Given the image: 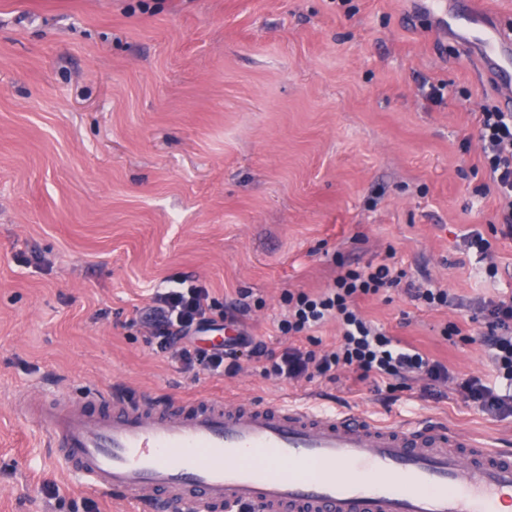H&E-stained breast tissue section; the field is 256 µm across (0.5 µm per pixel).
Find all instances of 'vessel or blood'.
<instances>
[{
	"instance_id": "obj_1",
	"label": "vessel or blood",
	"mask_w": 512,
	"mask_h": 512,
	"mask_svg": "<svg viewBox=\"0 0 512 512\" xmlns=\"http://www.w3.org/2000/svg\"><path fill=\"white\" fill-rule=\"evenodd\" d=\"M512 104V25L476 0L449 13L425 0ZM54 455L86 493L131 512H499L512 502V450L484 448L431 417L381 424L310 395L274 402L213 394L97 393L72 405L29 401Z\"/></svg>"
}]
</instances>
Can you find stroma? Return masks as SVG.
Returning <instances> with one entry per match:
<instances>
[{"instance_id":"1","label":"stroma","mask_w":512,"mask_h":512,"mask_svg":"<svg viewBox=\"0 0 512 512\" xmlns=\"http://www.w3.org/2000/svg\"><path fill=\"white\" fill-rule=\"evenodd\" d=\"M418 0H0V512H87L21 399L99 389L182 403L321 394L379 422L428 415L512 448L451 388L184 372L147 343L156 289L189 277L274 352L286 293L387 251L458 304L392 290L372 323L495 381L474 303L512 295V238L479 160L495 83ZM440 97H432V88ZM480 231L490 259L464 240ZM496 264L497 275L487 267ZM462 333L446 339L448 324ZM58 490L47 498L44 484Z\"/></svg>"}]
</instances>
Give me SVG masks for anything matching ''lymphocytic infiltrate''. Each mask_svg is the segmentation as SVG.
<instances>
[{
	"instance_id": "lymphocytic-infiltrate-1",
	"label": "lymphocytic infiltrate",
	"mask_w": 512,
	"mask_h": 512,
	"mask_svg": "<svg viewBox=\"0 0 512 512\" xmlns=\"http://www.w3.org/2000/svg\"><path fill=\"white\" fill-rule=\"evenodd\" d=\"M476 124L482 165L504 203L501 234L512 237V113L485 109L477 113ZM391 288L403 289L412 300L429 306L452 303L447 290L415 286L394 263L369 262L355 269L339 268L321 293L289 294L288 313L277 328L282 335L294 338L295 343L281 353L269 351L263 341L245 337L232 344L201 349L185 345V338L192 330L223 315L224 307L211 298L204 284L182 281L155 293L157 316L149 342L184 369L209 374L234 375L245 356L259 363L263 376L288 381L316 377L332 381L337 370L344 367L354 369L359 379L384 384L390 392L406 387L416 378L433 383L451 381L456 392L483 414L494 418L512 416V295L485 301L480 307L487 328L484 341L499 378L506 383L505 389L500 390L474 376L455 378L443 362L401 344L367 321L359 310V299ZM329 320L341 328V340L335 349L299 345V338L309 337L311 331Z\"/></svg>"
}]
</instances>
